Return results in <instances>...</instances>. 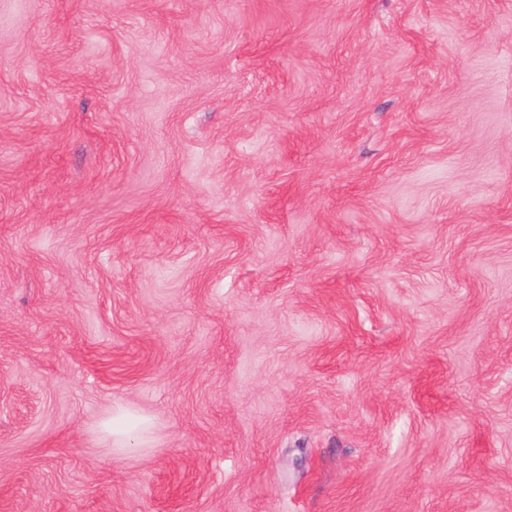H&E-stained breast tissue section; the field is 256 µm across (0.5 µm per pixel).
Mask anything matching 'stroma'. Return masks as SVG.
Instances as JSON below:
<instances>
[{"instance_id": "obj_1", "label": "stroma", "mask_w": 512, "mask_h": 512, "mask_svg": "<svg viewBox=\"0 0 512 512\" xmlns=\"http://www.w3.org/2000/svg\"><path fill=\"white\" fill-rule=\"evenodd\" d=\"M0 512H512V0H0ZM148 424V419L142 416H131L121 413L112 418V424H107L105 430L116 436H125L135 430L144 428Z\"/></svg>"}]
</instances>
